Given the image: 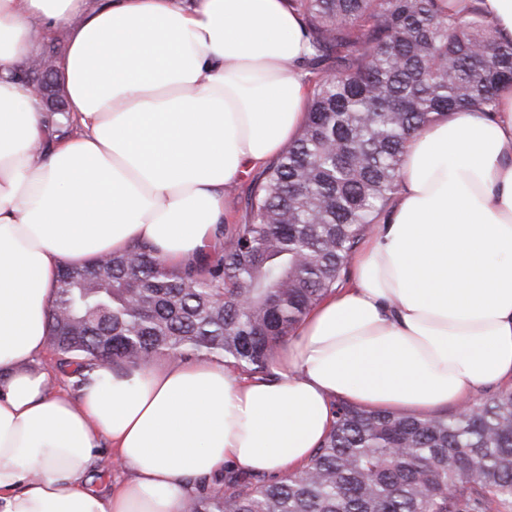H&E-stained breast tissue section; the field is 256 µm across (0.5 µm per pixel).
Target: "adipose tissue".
I'll list each match as a JSON object with an SVG mask.
<instances>
[{
    "label": "adipose tissue",
    "mask_w": 512,
    "mask_h": 512,
    "mask_svg": "<svg viewBox=\"0 0 512 512\" xmlns=\"http://www.w3.org/2000/svg\"><path fill=\"white\" fill-rule=\"evenodd\" d=\"M479 6L512 39V0ZM66 113L21 79L58 29ZM288 0H0V512H185L228 465L311 459L334 402L424 414L512 387V86L407 145L403 176L267 376L218 359L96 370L71 398L42 363L58 272L141 243L180 266L224 197L294 140L308 89ZM109 445L128 475L99 489Z\"/></svg>",
    "instance_id": "adipose-tissue-1"
}]
</instances>
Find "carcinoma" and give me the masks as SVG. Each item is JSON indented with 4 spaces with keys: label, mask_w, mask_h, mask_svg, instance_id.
<instances>
[{
    "label": "carcinoma",
    "mask_w": 512,
    "mask_h": 512,
    "mask_svg": "<svg viewBox=\"0 0 512 512\" xmlns=\"http://www.w3.org/2000/svg\"><path fill=\"white\" fill-rule=\"evenodd\" d=\"M311 64L298 138L253 176L241 223L174 267L145 244L66 266L49 313L58 365L81 386L102 363L221 359L269 372L276 346L345 275L402 178L409 140L512 83V40L442 0H289ZM331 431L284 479L225 470L187 512L512 509V389L443 415L333 404Z\"/></svg>",
    "instance_id": "obj_1"
}]
</instances>
